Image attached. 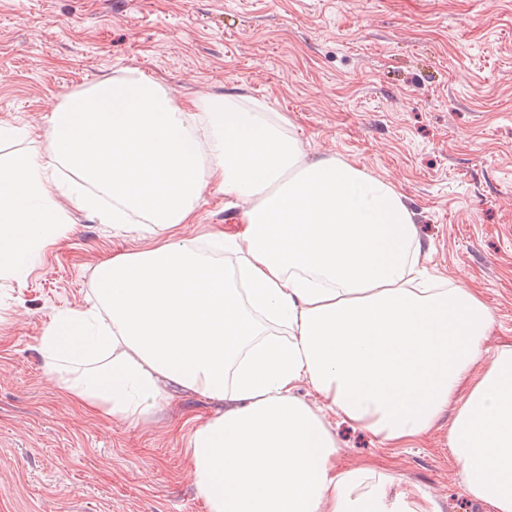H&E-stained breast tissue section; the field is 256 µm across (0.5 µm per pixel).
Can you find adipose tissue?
I'll use <instances>...</instances> for the list:
<instances>
[{"label":"adipose tissue","instance_id":"ef3b65f1","mask_svg":"<svg viewBox=\"0 0 512 512\" xmlns=\"http://www.w3.org/2000/svg\"><path fill=\"white\" fill-rule=\"evenodd\" d=\"M44 110L46 150L0 156V278L24 279L66 238L64 199L144 241L99 262L84 307L38 338L77 405L135 425L170 384L221 403L184 448L207 512H439L385 469L338 467L331 422L413 448L449 411L459 484L512 512V344L487 353L482 296L427 277L394 184L305 160L280 113L180 103L136 68ZM207 192L245 210L202 250L183 230Z\"/></svg>","mask_w":512,"mask_h":512}]
</instances>
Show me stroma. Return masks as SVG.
I'll list each match as a JSON object with an SVG mask.
<instances>
[{
	"label": "stroma",
	"mask_w": 512,
	"mask_h": 512,
	"mask_svg": "<svg viewBox=\"0 0 512 512\" xmlns=\"http://www.w3.org/2000/svg\"><path fill=\"white\" fill-rule=\"evenodd\" d=\"M140 68L177 100L243 97L287 116L306 157L354 163L400 189L429 273L470 274L485 347L512 343V0H0V121L41 149L45 101ZM242 204L205 196L186 239L235 229ZM67 240L23 282L0 279V512H206L178 429L206 399L172 389L138 426L79 409L36 340L139 247L72 212ZM390 450L338 425V466L372 461L442 512H492L454 480L444 435Z\"/></svg>",
	"instance_id": "stroma-1"
}]
</instances>
